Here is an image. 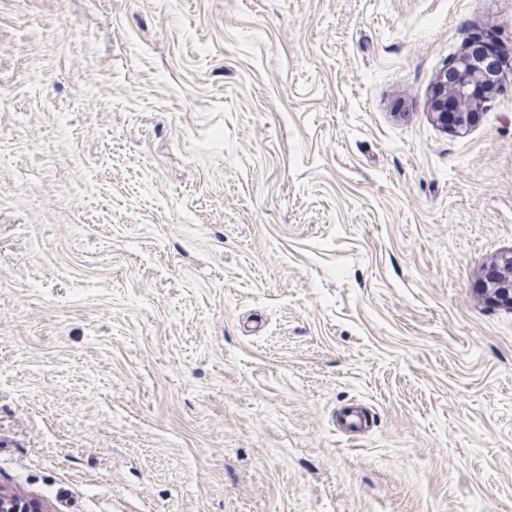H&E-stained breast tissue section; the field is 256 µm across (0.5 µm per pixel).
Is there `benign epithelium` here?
<instances>
[{
    "mask_svg": "<svg viewBox=\"0 0 512 512\" xmlns=\"http://www.w3.org/2000/svg\"><path fill=\"white\" fill-rule=\"evenodd\" d=\"M501 70L488 59L468 53L440 74L431 99L430 111L443 125L453 124L459 130L474 119L476 101L471 89L481 85L487 89L501 86ZM483 291L496 301L512 307V252L501 256L494 270L484 279ZM0 512H45L41 502L0 486Z\"/></svg>",
    "mask_w": 512,
    "mask_h": 512,
    "instance_id": "7a95c632",
    "label": "benign epithelium"
}]
</instances>
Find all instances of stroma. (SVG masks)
Segmentation results:
<instances>
[{"mask_svg":"<svg viewBox=\"0 0 512 512\" xmlns=\"http://www.w3.org/2000/svg\"><path fill=\"white\" fill-rule=\"evenodd\" d=\"M511 250L512 0H0V485L46 512H512ZM501 70L488 59L476 53H468L457 63L440 74L436 81L431 99L430 111L441 124L448 126V97L458 105L453 113L452 124L462 130L467 128L474 119L476 101L471 96L474 85H482L487 89L500 88ZM483 291L496 301L512 307V252L502 255L494 270L484 279Z\"/></svg>","mask_w":512,"mask_h":512,"instance_id":"35a3bbf8","label":"stroma"}]
</instances>
